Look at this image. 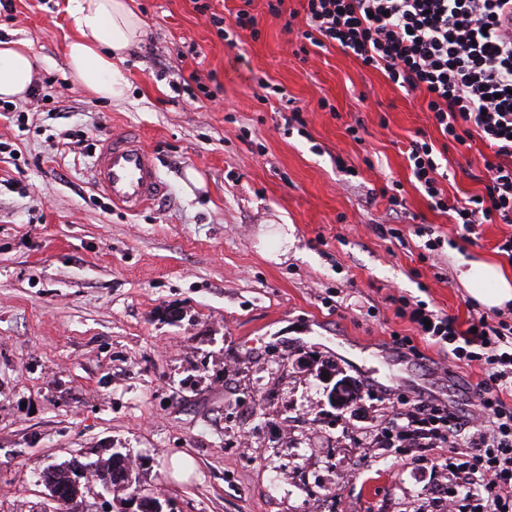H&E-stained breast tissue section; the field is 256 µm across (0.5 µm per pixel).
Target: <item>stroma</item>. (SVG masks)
I'll return each mask as SVG.
<instances>
[{"label": "stroma", "instance_id": "35a3bbf8", "mask_svg": "<svg viewBox=\"0 0 512 512\" xmlns=\"http://www.w3.org/2000/svg\"><path fill=\"white\" fill-rule=\"evenodd\" d=\"M129 4L145 36L119 103L69 72V0L0 8V39L28 44L45 94L27 98L25 125L0 117V512H46L48 467L116 450L171 512H431L433 465L355 447L342 427L380 422L366 389L452 401L481 379L463 365L444 376L431 346L423 364L397 357L391 335L412 327L393 299L468 320L463 263L512 276L498 249L512 225L466 236L430 209L406 152L416 132L439 140L432 113L354 56L303 47L302 0L278 17L254 0L259 33L232 46L193 0ZM193 78L210 97L191 98ZM295 106L300 130L284 121ZM131 127L167 186L136 212L96 189L81 154ZM484 150L449 148V198L483 191ZM395 182L407 210L394 237L369 192ZM278 226L275 261L263 239ZM343 378L359 392L336 409ZM179 453L184 480L168 468Z\"/></svg>", "mask_w": 512, "mask_h": 512}]
</instances>
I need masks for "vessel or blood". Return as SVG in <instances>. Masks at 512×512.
Segmentation results:
<instances>
[{
	"instance_id": "obj_1",
	"label": "vessel or blood",
	"mask_w": 512,
	"mask_h": 512,
	"mask_svg": "<svg viewBox=\"0 0 512 512\" xmlns=\"http://www.w3.org/2000/svg\"><path fill=\"white\" fill-rule=\"evenodd\" d=\"M92 176L102 194L130 211L148 206L165 191L153 153L133 129L100 140Z\"/></svg>"
}]
</instances>
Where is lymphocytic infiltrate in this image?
<instances>
[{"instance_id":"lymphocytic-infiltrate-1","label":"lymphocytic infiltrate","mask_w":512,"mask_h":512,"mask_svg":"<svg viewBox=\"0 0 512 512\" xmlns=\"http://www.w3.org/2000/svg\"><path fill=\"white\" fill-rule=\"evenodd\" d=\"M305 40L335 47L379 70L406 94L420 93L445 143L480 139L488 152L480 197L449 203L441 151L425 133L407 159L415 188L432 209L467 233L512 224V0H304ZM414 336L476 364L487 377L463 405L422 392L390 391L375 432L356 442L440 460L434 488L448 512H512V322L485 314L467 323L399 296ZM414 336L393 335L396 353L419 357Z\"/></svg>"}]
</instances>
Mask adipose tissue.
<instances>
[{
  "instance_id": "adipose-tissue-1",
  "label": "adipose tissue",
  "mask_w": 512,
  "mask_h": 512,
  "mask_svg": "<svg viewBox=\"0 0 512 512\" xmlns=\"http://www.w3.org/2000/svg\"><path fill=\"white\" fill-rule=\"evenodd\" d=\"M76 35L67 47L68 65L79 85L96 98L119 101L128 94L122 65L144 36L142 19L126 0H71ZM34 58L23 41H0V98L21 100L33 85ZM464 276L471 296L497 308L512 301V279L501 268L472 262Z\"/></svg>"
}]
</instances>
